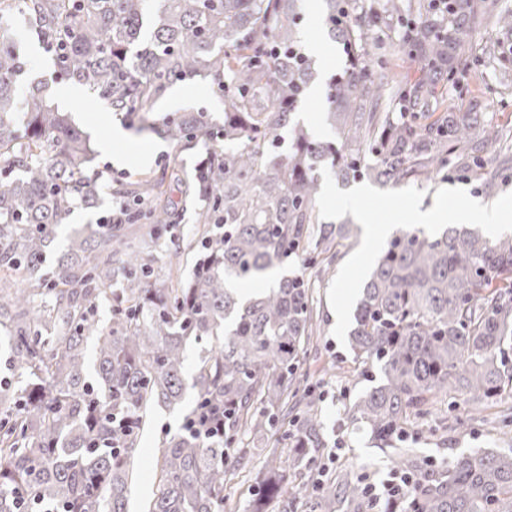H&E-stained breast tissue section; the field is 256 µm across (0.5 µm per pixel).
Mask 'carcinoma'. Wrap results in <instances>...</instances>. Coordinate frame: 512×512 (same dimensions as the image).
<instances>
[{"mask_svg": "<svg viewBox=\"0 0 512 512\" xmlns=\"http://www.w3.org/2000/svg\"><path fill=\"white\" fill-rule=\"evenodd\" d=\"M297 0H0L27 13L58 71L88 87L113 112H135L178 82L206 73L224 96V125L204 112L164 122L180 146L220 139L192 182L170 176L120 184L121 224H86L52 267L56 228L74 205L98 206L94 150L47 89L18 86L19 51L0 42V327L8 373L0 377V512H128L130 484L147 411L180 404L216 413L224 438L183 430L166 438L155 462L148 512H233L235 480L263 456L244 512H274L288 494L277 448H293V468L318 464L319 395L298 379L314 335L313 285L288 271L271 288L236 285L303 257L331 269L349 238L345 224H318L316 171L332 146L298 128L278 152L313 78L296 37ZM328 34L349 66L330 81L326 119L352 150L342 179L400 185L453 167L462 178L484 168L457 149L480 146L481 113L453 112L443 86L458 51L486 16L512 29L499 0H450L448 12L404 14L405 0H324ZM402 29L399 48L417 65L392 83L380 33ZM401 113L394 118L388 105ZM22 114L25 134L14 118ZM204 200L203 257L176 287L152 281L150 252L133 245L132 224L168 226L178 212L163 199L165 179ZM123 288L112 324L97 303L112 279ZM96 340L94 362L87 347ZM209 342L186 383L185 351ZM354 360L377 369L378 383L349 407L392 470L413 478L384 512H512V448H474L448 461L418 456L407 422L439 402L479 406L512 398V235L495 240L468 227L436 235L400 231L387 243L353 313ZM320 512L346 503L372 512L370 486L348 469L312 475L298 490Z\"/></svg>", "mask_w": 512, "mask_h": 512, "instance_id": "obj_1", "label": "carcinoma"}]
</instances>
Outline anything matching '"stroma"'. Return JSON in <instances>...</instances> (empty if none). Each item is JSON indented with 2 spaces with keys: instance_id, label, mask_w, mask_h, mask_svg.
<instances>
[{
  "instance_id": "1",
  "label": "stroma",
  "mask_w": 512,
  "mask_h": 512,
  "mask_svg": "<svg viewBox=\"0 0 512 512\" xmlns=\"http://www.w3.org/2000/svg\"><path fill=\"white\" fill-rule=\"evenodd\" d=\"M512 46V32L498 25L496 17H486L472 36L471 42L463 49L454 83L448 84L445 92L457 111L469 109L470 101H478L484 114V127L488 135L496 136V143L486 145L483 157L499 156L512 158V61L489 65L488 48L502 50ZM195 88L194 100L170 108L168 102L176 93L168 88L154 104L136 112L126 114L114 112L99 101L95 93L85 86H77L75 94L61 104V111L67 112L72 122L89 136L96 150L93 169L100 174L101 201L99 208H76L57 228L51 247L52 255L65 250L76 225L95 223L102 211L111 209L116 199L115 190L120 183L133 182L145 176L156 177L162 171L179 170L185 180H193L197 166L212 149L209 141H198L190 147H180L158 135L157 130L173 111L206 112L215 126L224 122V99L210 78L197 76L188 81ZM326 97H306L298 107L294 121L317 140L341 146L334 130L325 120ZM121 126L127 133L125 139L115 140L110 136L111 126ZM493 167H486L480 178L462 179L455 170L432 179H416L414 187L424 190L422 208L434 205V195L440 188H462L470 196L496 200L498 196L512 192V182L501 185L493 191H485L483 179L493 175ZM170 196L181 214L179 223L171 225L165 233H156L154 225L136 224L132 227L131 239L140 242L153 239V268L156 281H166L169 274L168 248L171 242L181 246V271L191 276L200 257L198 238L195 234L196 217L201 207L193 196L171 191ZM315 286V303L321 319V333L309 347L300 373L306 384L315 386L321 394L319 410L324 420L323 439L326 447H339V468L351 467L363 474L368 482L375 483L385 477L390 469L389 454L376 448L364 428L351 420L348 413L350 404L370 385L362 374V364L353 360L349 346H344L333 336L335 314L327 299V290L332 275L323 273L320 267L297 259L292 263ZM343 363L353 371L355 379L345 382L340 378L323 376L321 369L329 362ZM194 408L193 397H186L180 407L169 411L154 408L150 425L144 430L137 454V480L133 486L128 505L129 512H143L152 496L154 485L155 458L165 435L180 430L186 416ZM444 412H436L427 420L429 433L410 434L407 447L419 455L441 461L469 451L473 448H511L512 420L506 419L500 408L485 411L481 420L461 428L445 429Z\"/></svg>"
}]
</instances>
